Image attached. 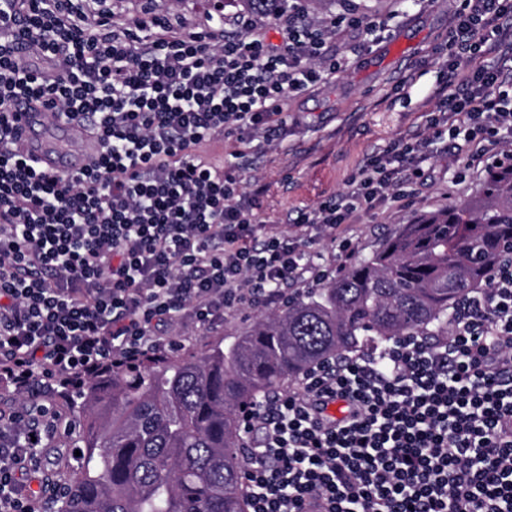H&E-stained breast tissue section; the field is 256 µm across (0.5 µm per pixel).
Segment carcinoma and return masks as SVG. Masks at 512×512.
<instances>
[{
    "instance_id": "cac0c4a2",
    "label": "carcinoma",
    "mask_w": 512,
    "mask_h": 512,
    "mask_svg": "<svg viewBox=\"0 0 512 512\" xmlns=\"http://www.w3.org/2000/svg\"><path fill=\"white\" fill-rule=\"evenodd\" d=\"M274 16L288 0H245ZM512 250V165L472 198L404 225L320 288L224 343L87 379L61 512H245L241 413L310 367L398 336H446L468 290Z\"/></svg>"
}]
</instances>
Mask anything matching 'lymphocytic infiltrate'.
I'll use <instances>...</instances> for the list:
<instances>
[{
  "mask_svg": "<svg viewBox=\"0 0 512 512\" xmlns=\"http://www.w3.org/2000/svg\"><path fill=\"white\" fill-rule=\"evenodd\" d=\"M178 3L131 18L121 0H0V385L25 399L0 407V512H36L29 480L66 453L57 385L181 349L176 325L210 329L319 285L307 230L426 178L428 140L402 141L298 214L297 234L260 223L234 167L200 147L285 128L290 100L345 70L337 37L385 23L312 17L300 0L268 25L195 22ZM444 50L449 142L464 139L474 165L512 157V0H457ZM23 101L96 134L81 172L48 174L19 152ZM243 432L249 512H512V258L443 341L402 336L315 365L254 406Z\"/></svg>",
  "mask_w": 512,
  "mask_h": 512,
  "instance_id": "1",
  "label": "lymphocytic infiltrate"
}]
</instances>
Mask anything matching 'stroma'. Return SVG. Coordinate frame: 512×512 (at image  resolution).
<instances>
[{"mask_svg":"<svg viewBox=\"0 0 512 512\" xmlns=\"http://www.w3.org/2000/svg\"><path fill=\"white\" fill-rule=\"evenodd\" d=\"M358 16L389 17L382 40L366 44L344 72L288 104L290 118L281 137L252 145L236 138L214 139L207 151L241 168L242 200L255 203L266 224L292 231L297 211L310 209L346 189L348 178L392 143L429 138L428 181L418 194L358 213L336 230L354 242L351 261L368 257L401 225L420 215L470 199L486 172L466 169L465 151H446L447 124L430 126L436 108L432 91L447 78L446 59L435 48L448 36L453 0H353ZM257 311L225 312L218 327L187 326L189 349L222 341Z\"/></svg>","mask_w":512,"mask_h":512,"instance_id":"stroma-1","label":"stroma"}]
</instances>
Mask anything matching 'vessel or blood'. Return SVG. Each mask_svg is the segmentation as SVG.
<instances>
[{
  "label": "vessel or blood",
  "instance_id": "vessel-or-blood-1",
  "mask_svg": "<svg viewBox=\"0 0 512 512\" xmlns=\"http://www.w3.org/2000/svg\"><path fill=\"white\" fill-rule=\"evenodd\" d=\"M17 116L18 147L45 172H79L100 149L98 139L77 122L64 118L49 120L42 110L27 103L18 105Z\"/></svg>",
  "mask_w": 512,
  "mask_h": 512
}]
</instances>
